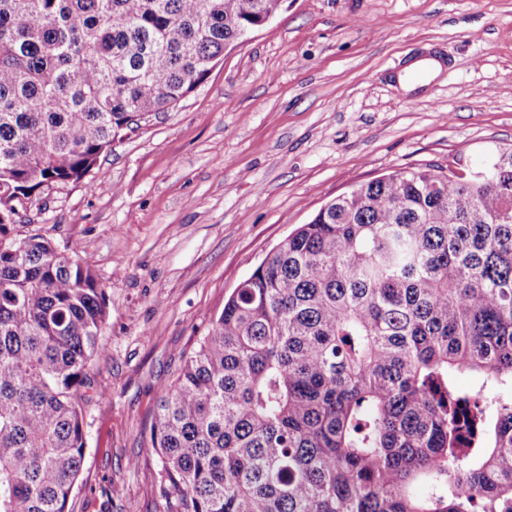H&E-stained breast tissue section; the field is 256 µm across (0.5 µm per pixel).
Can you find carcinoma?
<instances>
[{"instance_id": "1", "label": "carcinoma", "mask_w": 512, "mask_h": 512, "mask_svg": "<svg viewBox=\"0 0 512 512\" xmlns=\"http://www.w3.org/2000/svg\"><path fill=\"white\" fill-rule=\"evenodd\" d=\"M281 0H0V187L30 206L174 108ZM0 203V512H68L104 289ZM481 375L473 393L456 384ZM512 146L358 184L161 388L169 512H512Z\"/></svg>"}]
</instances>
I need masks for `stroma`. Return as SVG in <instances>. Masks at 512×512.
<instances>
[{
    "mask_svg": "<svg viewBox=\"0 0 512 512\" xmlns=\"http://www.w3.org/2000/svg\"><path fill=\"white\" fill-rule=\"evenodd\" d=\"M430 57L439 73L405 88ZM495 144H512V0H283L89 183L43 189L19 229L78 244L109 308L69 512H167L160 389L270 249L355 184Z\"/></svg>",
    "mask_w": 512,
    "mask_h": 512,
    "instance_id": "obj_1",
    "label": "stroma"
}]
</instances>
